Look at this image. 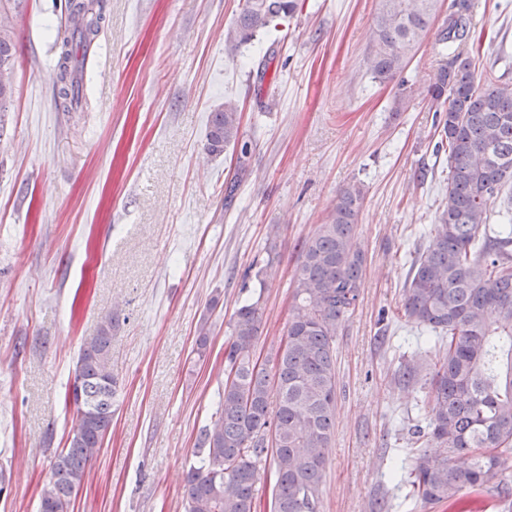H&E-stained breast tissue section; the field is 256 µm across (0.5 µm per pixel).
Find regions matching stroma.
<instances>
[{"instance_id":"1","label":"stroma","mask_w":512,"mask_h":512,"mask_svg":"<svg viewBox=\"0 0 512 512\" xmlns=\"http://www.w3.org/2000/svg\"><path fill=\"white\" fill-rule=\"evenodd\" d=\"M471 56L512 84V0H474ZM242 0H104L82 99L56 103V34L65 0L14 12V92L0 118V512H38L73 425L65 391L84 338L113 315L119 388L112 428L71 512H184L199 429L224 382L227 323L264 265L258 355L279 345L292 302L296 243L324 223L344 184H364L357 236L367 256L353 314L336 337V433L320 512H473L468 494L424 506L391 471L407 430L430 414L401 364L432 363L426 329L394 320L404 254L448 206V150L423 96L395 109L397 81L367 69L377 0H305L281 41L224 51ZM427 36L405 79L439 68ZM241 110L251 150L208 154V117ZM207 356L192 349L201 320Z\"/></svg>"}]
</instances>
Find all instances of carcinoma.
Segmentation results:
<instances>
[{"label":"carcinoma","mask_w":512,"mask_h":512,"mask_svg":"<svg viewBox=\"0 0 512 512\" xmlns=\"http://www.w3.org/2000/svg\"><path fill=\"white\" fill-rule=\"evenodd\" d=\"M21 0H0V112L13 95L14 27L8 17ZM439 31L452 49L425 99L440 115L448 142V208L427 234L423 253L408 261L401 310L443 348L430 380L432 414L408 430L413 463L394 477L425 505L462 492H491L512 508V85L493 71L477 72L468 51L472 0ZM298 0H243L224 49L234 55L260 33L278 30ZM71 26L58 43L57 97L72 110L82 90L75 47L99 34L105 17L89 0H67ZM437 0H377L373 78L403 74L410 55L431 30ZM206 149L240 150L239 106L231 99L210 113ZM365 201L359 182L342 186L315 233L297 244L286 347L256 358L262 292L228 322L224 389L210 424L201 428L184 480L185 512H255L257 485L272 487L279 512H319L327 448L336 431V336L356 307L366 254L356 236ZM112 315L79 349L66 399L75 425L51 463L39 512H71L87 464L112 426L118 378L112 372ZM443 450L431 456L426 447Z\"/></svg>","instance_id":"1"}]
</instances>
